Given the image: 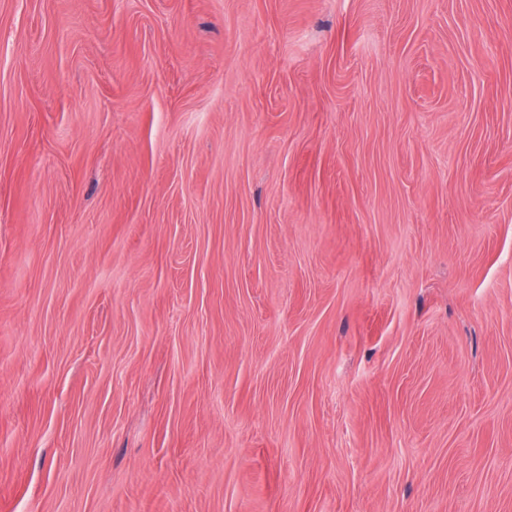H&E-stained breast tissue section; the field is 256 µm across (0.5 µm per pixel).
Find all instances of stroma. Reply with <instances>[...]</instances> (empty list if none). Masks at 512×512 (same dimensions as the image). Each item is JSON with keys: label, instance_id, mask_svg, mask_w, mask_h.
Here are the masks:
<instances>
[{"label": "stroma", "instance_id": "obj_1", "mask_svg": "<svg viewBox=\"0 0 512 512\" xmlns=\"http://www.w3.org/2000/svg\"><path fill=\"white\" fill-rule=\"evenodd\" d=\"M0 512H512V0H0Z\"/></svg>", "mask_w": 512, "mask_h": 512}]
</instances>
